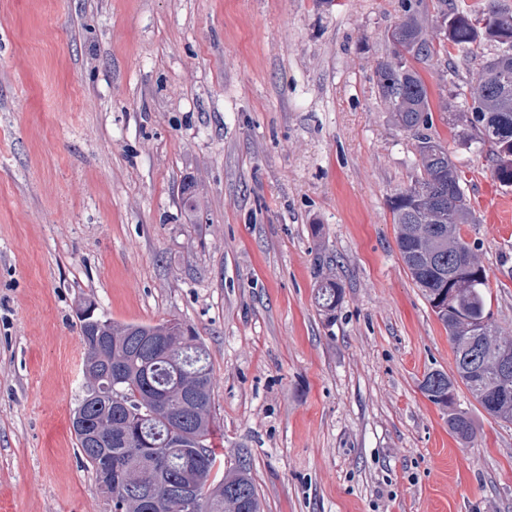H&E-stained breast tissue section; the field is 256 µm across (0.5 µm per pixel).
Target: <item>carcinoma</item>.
Wrapping results in <instances>:
<instances>
[{
	"instance_id": "cac0c4a2",
	"label": "carcinoma",
	"mask_w": 512,
	"mask_h": 512,
	"mask_svg": "<svg viewBox=\"0 0 512 512\" xmlns=\"http://www.w3.org/2000/svg\"><path fill=\"white\" fill-rule=\"evenodd\" d=\"M402 16L392 36L405 54L392 52L378 63L375 76L379 98L395 123L415 140L416 174L410 185L389 199L396 243L412 280L448 331L455 355V369L448 374L431 370L419 388L434 405L448 412V429L461 441L476 437L470 416L458 417L457 388L492 417L512 423V390L502 395L499 375L504 336L493 322L488 307V275L462 235V226L475 223L464 191V181L453 165L448 148L429 134L433 109L429 88L419 64L451 56L449 48L479 57L478 49L489 41L499 53L482 62L477 83L485 93H451L462 102L442 103L448 123L458 129L467 145L488 147L494 177L512 186V9L500 0H435L448 44H434L423 20V0H401ZM488 18L483 27L471 20ZM206 171L187 187L184 204L195 207L204 190ZM319 280L315 300L319 311L335 316L342 288L333 264L317 256ZM448 301L443 309L433 305L441 290ZM486 324L489 335L477 347L464 346L475 327ZM84 349L85 394L72 414V427L83 463L100 481L112 472V486H98L112 498L113 512H261V502L250 472L215 471L219 452L212 413V376L207 352L184 323L170 319L157 323H121L98 314L79 321ZM183 388L194 403L180 410L165 401L168 390ZM138 467L137 481L152 491L141 501L128 494L119 470ZM188 479L192 504L181 508L169 495L170 487Z\"/></svg>"
}]
</instances>
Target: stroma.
<instances>
[{"label": "stroma", "mask_w": 512, "mask_h": 512, "mask_svg": "<svg viewBox=\"0 0 512 512\" xmlns=\"http://www.w3.org/2000/svg\"><path fill=\"white\" fill-rule=\"evenodd\" d=\"M399 0H0V512H112L70 417L79 305L178 319L205 345L221 468L262 512H512V423L466 390L473 443L422 394L448 334L403 264L387 201L415 142L375 86ZM433 101L469 89L456 53ZM463 235L512 336V197L442 111ZM195 210L182 191L198 168ZM336 259L334 320L316 250ZM316 260V266L321 274H319V280H317L315 300L319 311L330 319L335 316L336 308L341 301L342 288L336 281L331 261H328L322 255V252L318 253Z\"/></svg>", "instance_id": "obj_1"}]
</instances>
